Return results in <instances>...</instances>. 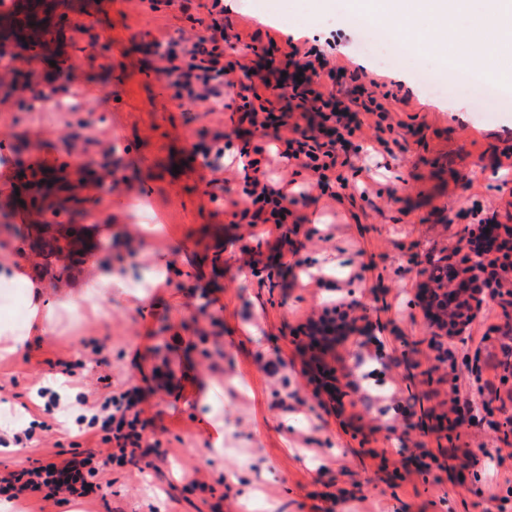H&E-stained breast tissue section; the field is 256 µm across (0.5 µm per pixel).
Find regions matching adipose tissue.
<instances>
[{
    "mask_svg": "<svg viewBox=\"0 0 512 512\" xmlns=\"http://www.w3.org/2000/svg\"><path fill=\"white\" fill-rule=\"evenodd\" d=\"M347 10L366 18L386 39L416 50L437 52L442 41L457 44L459 67L483 73L512 86V69L500 67L494 55L512 48V0H345ZM88 265L97 273L90 283L78 284L63 294L57 306L43 300L40 287L29 288L27 315L21 325L0 327V352L24 349L33 339L50 332L56 307L69 308L83 301L95 304V291L122 282L108 266H97L95 253H87Z\"/></svg>",
    "mask_w": 512,
    "mask_h": 512,
    "instance_id": "ef3b65f1",
    "label": "adipose tissue"
}]
</instances>
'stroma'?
<instances>
[{"label": "stroma", "mask_w": 512, "mask_h": 512, "mask_svg": "<svg viewBox=\"0 0 512 512\" xmlns=\"http://www.w3.org/2000/svg\"><path fill=\"white\" fill-rule=\"evenodd\" d=\"M223 5L225 60L281 68L276 44L302 36L348 66L337 96L384 83L386 144L373 147L376 118L362 115L347 156L366 188L323 195L270 139L177 98L158 74L144 42L194 40L207 15L199 0L154 11L147 0H50L52 50L18 51L34 86L76 109L20 111L18 76L0 78V227L28 243L45 302L95 276L75 262L56 276L30 246L73 223L95 230L99 262L126 285L99 296L98 311H60L49 334L0 358V474L54 458L61 443L98 448L100 430L76 417L128 385L145 394L148 432L167 453L107 471L103 499L29 497L17 512H242L233 472L251 473L267 512H512V445L482 419L496 395L512 415V381L497 365L512 317L487 298L462 335L436 337L418 298L431 261L454 256L466 228L512 225V111L483 121L478 91L428 95L409 71L364 55L357 21L338 22L319 0ZM257 146L271 182L300 194L284 248L269 225L233 214L247 197L239 153ZM210 147L224 150L211 186L201 168ZM37 173L49 184L44 205L21 204L18 189ZM144 203L154 224L134 221ZM161 257L172 264L166 280L134 287ZM294 261L327 272L355 304L320 353L307 324L328 292L289 271ZM66 363L80 380L63 383ZM286 397L288 411L277 406ZM455 398L475 424L452 425ZM482 446L491 457H466Z\"/></svg>", "instance_id": "35a3bbf8"}]
</instances>
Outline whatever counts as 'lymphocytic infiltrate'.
<instances>
[{"mask_svg":"<svg viewBox=\"0 0 512 512\" xmlns=\"http://www.w3.org/2000/svg\"><path fill=\"white\" fill-rule=\"evenodd\" d=\"M210 28L211 35L199 36L188 46L175 39L167 41L161 55L162 76L181 97L194 104L223 97L224 77L236 68L235 62L224 59V47L217 37L219 22H212ZM284 58L287 65L301 72V81L278 85L274 81L277 71L271 68L261 76L259 85H240L243 117L263 136L284 142L281 158L311 171L318 186L326 190L347 188L349 180L338 168V152L360 130L352 108L327 92L321 78L326 60L315 49L304 50L292 42ZM263 88L287 99V109L278 111L260 104L259 91ZM296 115L307 120L311 134L281 138V128ZM246 167L251 171L246 181L253 206L252 223L270 222L275 229H283L286 218L293 215L297 197L269 184L260 160H248ZM142 402L140 389L133 386L102 403L94 419L100 424L102 443L111 447L109 453L70 449L68 457L61 461L24 467L1 476L0 493L11 500L40 492L50 498L64 494L78 499L101 490L97 480L100 473L115 464H136L138 458L160 450L159 441L150 439L146 432Z\"/></svg>","mask_w":512,"mask_h":512,"instance_id":"1","label":"lymphocytic infiltrate"}]
</instances>
